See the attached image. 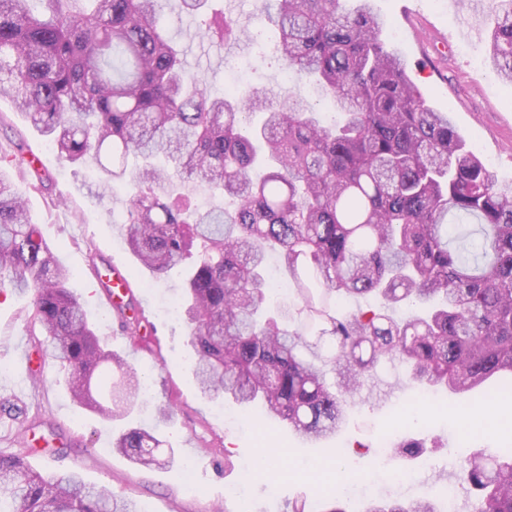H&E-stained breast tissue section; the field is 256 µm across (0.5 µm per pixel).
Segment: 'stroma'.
Returning a JSON list of instances; mask_svg holds the SVG:
<instances>
[{
  "label": "stroma",
  "instance_id": "obj_1",
  "mask_svg": "<svg viewBox=\"0 0 512 512\" xmlns=\"http://www.w3.org/2000/svg\"><path fill=\"white\" fill-rule=\"evenodd\" d=\"M387 21L382 37L407 60L409 75L427 102L447 110L468 145L503 183L512 182V85L488 60L487 38L473 39L467 25L485 27L484 11H472L453 0H373ZM161 23L186 50L190 69L201 75L208 92H224L229 73L242 85L285 86V72L273 52L258 54L247 43L220 46L200 40L196 23L181 13L178 0H165ZM24 142L39 152L51 181L34 190L28 177L14 174L16 191L28 202L30 215L60 262L73 272L72 290L88 302L92 320L109 349L119 353L146 379L127 422L105 421L74 404L55 361H44L28 334V299L12 289L0 291V383L20 391L23 416L0 428V452L27 454L42 471H75L93 485L133 498L140 512H214L223 503L229 512H286L289 501H314L324 488L323 474L336 468L335 451L348 460L350 485L370 486L372 497L394 493L400 500H443L456 485L459 451L512 448V395L492 408L471 405L469 394L422 399L406 367L379 362L361 390L345 402L346 420L336 440L308 444L278 425L257 433L243 425L236 406H216L202 396L192 372L190 327L170 314L179 300L183 268L162 278L139 265L124 242L120 217L128 204L123 186L102 194L101 173L92 164L74 166L61 159L9 99L0 98V155ZM99 267L122 266L147 320L140 337L117 327L111 311L98 305L91 288L90 255ZM31 349L35 362H46L40 382L27 377L16 358L18 348ZM172 402L174 415L157 424L156 407ZM468 408L471 424L450 425L449 413ZM160 428L178 460L164 468H143L112 449V437L125 424ZM418 439L416 455L393 451L391 442ZM275 455L271 470L260 471L258 457ZM233 469H225V460ZM434 470H427V461ZM406 472L398 484L395 472Z\"/></svg>",
  "mask_w": 512,
  "mask_h": 512
}]
</instances>
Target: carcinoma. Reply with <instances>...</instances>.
Wrapping results in <instances>:
<instances>
[{"label": "carcinoma", "instance_id": "obj_1", "mask_svg": "<svg viewBox=\"0 0 512 512\" xmlns=\"http://www.w3.org/2000/svg\"><path fill=\"white\" fill-rule=\"evenodd\" d=\"M209 0H179L219 45L254 41ZM164 0H0V96L73 165L96 160L102 191L131 186L122 226L130 251L161 277L193 260L182 307L201 394L234 401L253 423H285L327 440L381 358L407 365L434 394L512 392V183L499 182L448 113L427 103L406 60L381 40L371 0H263L282 65L312 79L339 114L321 123L290 89L221 96L186 67L159 25ZM489 60L512 83V0H492ZM263 123L246 130L250 114ZM141 166L126 175V159ZM34 188L50 177L24 147L0 165V288L29 294L27 322L67 370L72 401L104 420L127 417L143 387L101 341L73 277L32 223L9 168ZM233 201L201 210L169 190L171 172ZM288 270L296 303L271 311L268 253ZM366 295L382 307L353 314ZM113 448L142 467L165 441L130 427ZM459 483L474 512H512V449L468 454ZM327 512H350L336 484ZM0 512H138L134 501L45 475L0 453ZM367 512H437L423 499Z\"/></svg>", "mask_w": 512, "mask_h": 512}]
</instances>
